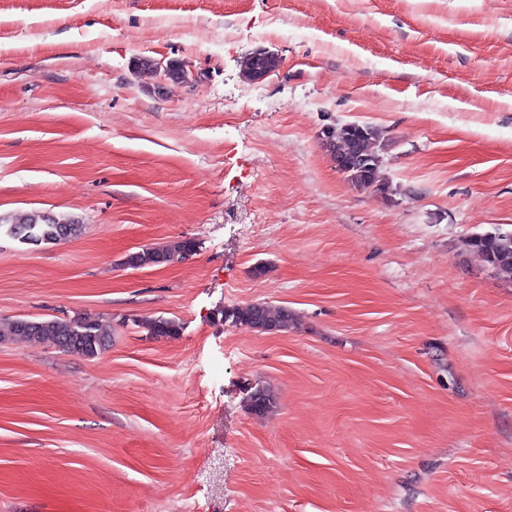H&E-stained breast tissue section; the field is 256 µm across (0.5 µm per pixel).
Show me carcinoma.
Listing matches in <instances>:
<instances>
[{
  "label": "carcinoma",
  "mask_w": 512,
  "mask_h": 512,
  "mask_svg": "<svg viewBox=\"0 0 512 512\" xmlns=\"http://www.w3.org/2000/svg\"><path fill=\"white\" fill-rule=\"evenodd\" d=\"M367 141L378 145L379 150L373 153L370 169L358 165L347 159L339 168V172L354 187L369 189L377 186L378 173L382 164L380 150L388 146V139L384 131L377 126L365 124ZM353 131L349 124L338 128H328L323 131V145L335 162H340L341 149L349 141ZM17 227L10 228V232L29 242H61L77 236L82 225L70 218H51L26 215L14 220ZM470 247L476 251L493 270L506 278H512V232L499 230L488 232L472 238ZM190 251L188 243L176 242L162 249H143L130 253L125 257L123 264L131 268H139L150 264L167 263L176 257ZM232 322L267 332L280 331L288 327V308L271 309L263 304H249L235 307L226 313ZM144 327L153 336H174L179 332V324L171 319H155L144 323ZM13 336H26L49 343L68 353L95 357L112 343V336L96 318L80 316L73 320L52 319L33 321L29 331L20 328L18 319H0V341ZM249 409L258 415L267 413L274 404L273 395L266 389L254 388L247 398Z\"/></svg>",
  "instance_id": "carcinoma-1"
}]
</instances>
